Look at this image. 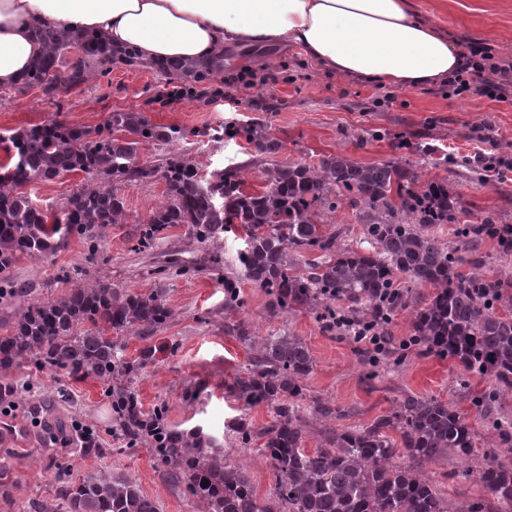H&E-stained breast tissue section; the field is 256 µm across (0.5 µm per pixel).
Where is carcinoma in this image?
<instances>
[{
	"mask_svg": "<svg viewBox=\"0 0 512 512\" xmlns=\"http://www.w3.org/2000/svg\"><path fill=\"white\" fill-rule=\"evenodd\" d=\"M35 37L42 47L34 65L17 79L20 91L37 89L46 97L110 79L121 65L162 72L169 83H207L224 67L223 59L199 63L180 58L140 61L116 50L92 31L44 26ZM83 56L69 66L71 49ZM126 132L122 139L115 132ZM207 135L203 129L157 126L142 112H113L94 128L48 119L0 138V299L19 294L12 267L21 255L41 258L79 237L97 251L102 233L122 224L125 203L112 184L149 182L161 177L165 202L138 230L134 251H150L173 227L186 225L199 244L216 246L231 224L246 235L237 256L239 270L270 297L276 315L309 312L326 331L343 325L387 337L384 352L366 351L367 376L391 362L402 363L413 350L458 360L491 384L465 396L479 416L495 415L500 394L512 391V277L490 278L480 271L484 237L498 241L499 258L512 260V238L486 219L467 224L456 245L443 243L433 228L460 224L464 210L448 190V181L426 178L402 161L363 164L345 155L318 163H285L260 171L264 189L243 191L248 168L207 182L183 155L169 156L159 167L135 164L143 145L172 143ZM263 153L278 142L267 127L252 122L233 129ZM71 172L87 183L62 207L34 205L23 188ZM352 210L361 232L356 244L338 227L325 230L323 218L342 206ZM314 258L309 259L307 255ZM471 270L465 272L462 267ZM195 267L175 257L153 265V278L169 280ZM415 288H429L425 299ZM344 300L339 309L335 302ZM245 300L237 279L224 277V307L241 310ZM411 310V335L396 342L388 326L395 312ZM174 317L161 295L120 289L107 279L74 283L53 301L30 302L19 310L9 333L0 336V405L10 407L18 389L6 379L23 361L59 368L75 379L90 374L105 387L112 422L128 448L149 450L156 468L185 488L200 512H448V500L425 473L427 465L463 458L461 477L484 495L466 512H512V423L493 420L502 454L475 462L478 434L454 401L431 395H407L367 426L329 430L324 443L305 448L309 421L320 424L340 416L330 400L309 398L307 379L314 362L303 340L290 334L257 337L244 321L232 325L251 357L233 381L241 415L231 422L237 448H257L274 470L275 483L258 495L246 470L233 463L211 436L199 428L181 429L169 420L168 405L145 411L134 390L141 370L155 360L147 346L127 359L117 338L136 328L157 332ZM265 406L272 421L255 426L248 411ZM47 438L78 441L86 454L99 456V429L89 423L63 430L45 426ZM208 482L203 487L201 483ZM22 512H158L156 502L126 474H100L68 481L51 500L33 501Z\"/></svg>",
	"mask_w": 512,
	"mask_h": 512,
	"instance_id": "carcinoma-1",
	"label": "carcinoma"
}]
</instances>
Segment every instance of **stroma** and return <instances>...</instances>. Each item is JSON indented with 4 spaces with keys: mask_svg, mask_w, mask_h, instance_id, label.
Masks as SVG:
<instances>
[{
    "mask_svg": "<svg viewBox=\"0 0 512 512\" xmlns=\"http://www.w3.org/2000/svg\"><path fill=\"white\" fill-rule=\"evenodd\" d=\"M422 17L447 31L452 40L469 37L491 48L502 63H512V0H410ZM164 74L151 69L114 68L110 82L47 98L38 90L19 92L0 87V135L53 118L72 125L104 124L114 112H141L153 123L205 129L204 138L150 145L139 163L158 165L173 153L185 155L204 177L231 173L250 165L247 190L259 189V170L268 164L317 162L331 154H346L362 163L403 160L429 177L447 180L472 223L492 218L512 224V178L484 171L480 164L454 166L451 156L472 158L476 151L512 163V100L498 102L474 94L449 96L447 85L408 89L378 85L324 72L294 47L261 49L248 44L225 49L224 67L216 74L215 94L199 99L170 100L159 96ZM261 122L279 142L271 154L229 138V129ZM85 183L84 174H69L29 186L33 201L59 208ZM124 198L127 223L110 226L97 254H89L78 239L48 257H19L13 277L28 287V300L63 296L62 273L86 279L105 278L112 284L149 294L164 288L176 313L170 325L150 337L123 332L119 343L126 358L147 345L157 347L136 384L143 408L159 401L170 407V420L183 428L198 426L227 442L228 424L239 405L230 385L248 362L249 352L228 329L224 312V277L235 272L236 256L245 247L240 226H232L221 244L222 265L202 276L158 282L148 275L152 262L172 251L186 260L205 254L187 227L172 228L146 254L132 251L134 234L160 205L164 181L115 184ZM247 306L242 318L262 336L290 333L302 338L315 361L308 380L311 394L330 398L341 410L339 428L370 424L408 394L458 399L487 382L450 359L410 354L401 366L382 369L369 378L360 364L363 352L351 338L324 331L313 315L299 312L272 315L268 296L243 283ZM177 343L176 352L165 351ZM19 398L9 412L0 413V456L8 457L16 488L12 500L0 499V512H15L18 501L53 497L63 479H81L95 471L125 472L152 498L159 512H197L182 487L158 471L147 449L124 448L112 431V407L94 376L70 377L65 371L35 367L26 361L14 370ZM62 425L84 421L102 434L104 455L95 457L73 443L52 444L41 433V421ZM464 461L452 457L427 466L426 472L448 500L449 512L482 490L461 478Z\"/></svg>",
    "mask_w": 512,
    "mask_h": 512,
    "instance_id": "obj_1",
    "label": "stroma"
}]
</instances>
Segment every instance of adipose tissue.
Wrapping results in <instances>:
<instances>
[{"label": "adipose tissue", "instance_id": "1", "mask_svg": "<svg viewBox=\"0 0 512 512\" xmlns=\"http://www.w3.org/2000/svg\"><path fill=\"white\" fill-rule=\"evenodd\" d=\"M42 25L94 30L147 61L292 45L328 72L410 89L448 82L466 66L409 0H0V86L40 54L33 29Z\"/></svg>", "mask_w": 512, "mask_h": 512}]
</instances>
